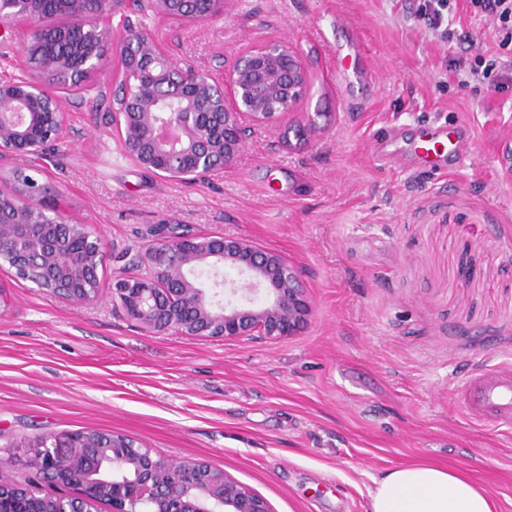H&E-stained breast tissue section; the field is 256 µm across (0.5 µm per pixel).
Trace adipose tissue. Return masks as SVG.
Here are the masks:
<instances>
[{
  "instance_id": "adipose-tissue-1",
  "label": "adipose tissue",
  "mask_w": 512,
  "mask_h": 512,
  "mask_svg": "<svg viewBox=\"0 0 512 512\" xmlns=\"http://www.w3.org/2000/svg\"><path fill=\"white\" fill-rule=\"evenodd\" d=\"M368 512H496L491 497L460 471L430 463L384 472Z\"/></svg>"
}]
</instances>
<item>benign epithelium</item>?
I'll return each mask as SVG.
<instances>
[{
  "label": "benign epithelium",
  "instance_id": "obj_1",
  "mask_svg": "<svg viewBox=\"0 0 512 512\" xmlns=\"http://www.w3.org/2000/svg\"><path fill=\"white\" fill-rule=\"evenodd\" d=\"M67 14L73 26L47 33L35 23L46 3ZM161 13L195 23L223 10L211 0L205 13L187 12L194 0H151ZM81 0H0V29L30 24L19 50L22 71L36 47L50 39L66 54L50 69L81 76L100 69L105 45L124 62L121 79L100 86L108 117L125 154L142 169L173 179L205 180L236 161L244 121L267 126L294 111L309 90L308 74L294 49L263 41L224 65V76L171 58L149 33L128 27L117 40L80 9ZM58 96L31 78L0 81V158L16 152H48L62 133ZM107 244L86 224L28 194L0 195V269L63 301L98 299L99 267ZM145 269L131 277L113 273L112 297L126 318L152 332L234 339L258 334L293 336L308 322L311 306L296 272L277 254L223 235L176 236L151 245L131 260ZM232 269L245 277V290H262L260 307L220 298L197 271ZM31 475L66 482L73 496L55 497L20 487L0 471V512H96L107 501L112 512H272L268 502L223 470L199 460L172 463L130 437L114 432L67 433L27 445L23 459Z\"/></svg>",
  "mask_w": 512,
  "mask_h": 512
}]
</instances>
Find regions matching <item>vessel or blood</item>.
I'll return each instance as SVG.
<instances>
[{
    "label": "vessel or blood",
    "instance_id": "1",
    "mask_svg": "<svg viewBox=\"0 0 512 512\" xmlns=\"http://www.w3.org/2000/svg\"><path fill=\"white\" fill-rule=\"evenodd\" d=\"M422 158L447 157L449 165L463 164L472 145L460 136L440 138L434 133H424L411 145ZM461 399L468 414L478 421H491L512 425V370L497 369L469 375L461 391Z\"/></svg>",
    "mask_w": 512,
    "mask_h": 512
}]
</instances>
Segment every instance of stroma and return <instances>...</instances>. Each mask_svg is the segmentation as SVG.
Listing matches in <instances>:
<instances>
[{"label":"stroma","mask_w":512,"mask_h":512,"mask_svg":"<svg viewBox=\"0 0 512 512\" xmlns=\"http://www.w3.org/2000/svg\"><path fill=\"white\" fill-rule=\"evenodd\" d=\"M417 0H224L200 26L131 14L176 60L216 69L260 40L288 42L311 76L296 113L247 135L234 166L185 183L123 152L95 86L65 94L44 158L0 160L50 186L112 253L100 298L73 305L0 270V461L29 439L101 429L173 461L200 460L272 512H368L385 471L452 465L512 512V428L470 419V373L512 363V88L462 84ZM360 38L361 53L349 52ZM371 79L342 72L341 56ZM319 113L306 137L284 129ZM461 127L463 167L434 170L405 144ZM224 234L297 270L313 313L278 340L154 334L112 300L116 253Z\"/></svg>","instance_id":"1"}]
</instances>
